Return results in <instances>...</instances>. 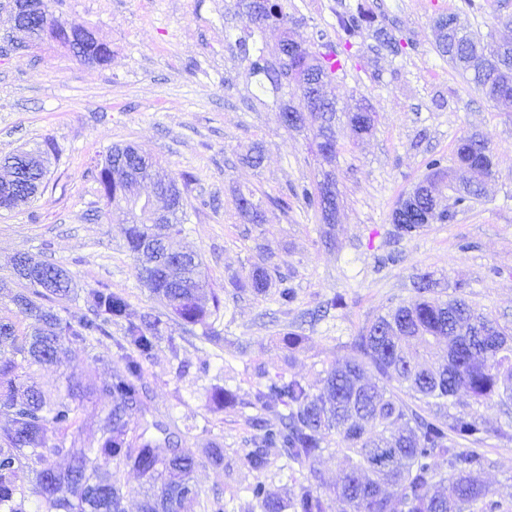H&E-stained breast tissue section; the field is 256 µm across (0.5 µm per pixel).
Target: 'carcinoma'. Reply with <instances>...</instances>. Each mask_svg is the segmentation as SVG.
<instances>
[{"mask_svg":"<svg viewBox=\"0 0 512 512\" xmlns=\"http://www.w3.org/2000/svg\"><path fill=\"white\" fill-rule=\"evenodd\" d=\"M250 24L288 29L290 17L283 0H265L254 11L245 3ZM45 22L35 32L39 44L53 42L88 63L103 64L111 49L96 40L84 26L56 16L45 6ZM345 35L342 52L314 42L304 46L284 35L280 56L271 60L264 48L235 42L249 61L257 88L277 93L290 85L299 93L298 105H286L279 118L288 128L312 127V142L323 162L336 160V101L324 93L325 85L344 69L364 31L375 22L374 13L362 6L337 15ZM435 46L486 98L512 107V42L487 41L459 28L453 34L434 24ZM369 111L364 99H354L346 115L360 135L374 129V121L360 124L359 113ZM487 140L470 135L457 141L455 156L462 178L456 184V204L464 206L483 195L493 175L485 157ZM58 155L47 139L26 162L21 196L0 189V208L13 209L31 203L46 187L51 156ZM426 180L442 181L454 175L443 158H427ZM102 198L110 206H122L129 215L124 238L144 286L173 316L185 325H207L211 312L201 300L209 287L201 259L192 252L179 265H162L148 242H165L181 234L188 220L184 198L171 171L149 153L130 145L114 146L95 165ZM321 179L293 189V196L331 224L338 209L337 181L332 171L319 172ZM153 184L154 197L164 202L163 223H155L150 197L139 201L140 184ZM238 209L252 224L263 223L256 192L239 193ZM455 214L439 208L417 184L410 198L400 197L391 214L398 235L411 234L426 224H449ZM16 275L26 289L16 295L17 314L30 321L29 330L18 334L16 325L0 318V416L8 426L0 432V512H27L20 473L36 475L33 494L44 512H125L123 486L112 479L107 466L133 471L145 480L148 490L141 512H194L200 505L193 479L197 461L181 447V432L157 422L136 424L144 406V360L152 355L168 331L161 316L132 318L128 303L105 286L90 288L83 306H52L71 300L72 277L64 268L28 259ZM435 282L428 273L413 281L410 300L378 316L354 337L351 355L325 371L317 385L282 374L268 375L251 394L250 404L262 409L266 419L255 422V450L248 454L249 468L260 474L269 465V452L308 470L306 482L288 498L271 494L264 481L249 486L261 512H502V504L490 497L481 473L490 465L481 446L491 433L477 407L496 401L512 405V326L502 325L465 298L442 300L434 294ZM245 287L265 295L271 275L257 267L246 277ZM124 321L117 341L121 365L109 369L100 383L67 381L65 391L50 398L31 380L26 367L54 363L67 347L95 336H112V323ZM448 344V355L432 360V350ZM465 390L473 406L448 413V401ZM106 400L98 416L99 447L82 448L78 440L50 438L46 424L68 430L84 400ZM336 434V452L347 467L334 486H327L316 463L327 450V436ZM52 456L68 459L65 470L49 464ZM446 457V468L436 461Z\"/></svg>","mask_w":512,"mask_h":512,"instance_id":"1","label":"carcinoma"}]
</instances>
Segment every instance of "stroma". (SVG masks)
<instances>
[{"label":"stroma","instance_id":"1","mask_svg":"<svg viewBox=\"0 0 512 512\" xmlns=\"http://www.w3.org/2000/svg\"><path fill=\"white\" fill-rule=\"evenodd\" d=\"M370 8L379 25L408 42L398 55L373 53L374 35L326 87L345 105L365 97L374 114L371 135L336 125L335 171L341 191L333 225L294 199L320 159L306 133L278 118L279 97L258 94L248 62L232 50L253 36L277 56L284 35L307 43L323 38L341 47L339 13ZM55 15L73 19L112 50L107 64H89L55 44L18 45L10 0H0V156L29 142L52 140L59 158L38 198L0 211V317L16 318L13 298L24 283L13 260L25 253L69 271L73 305L86 289L104 284L123 295L132 316L163 307L144 288L121 233L125 215L105 209L91 159L113 145L152 154L177 177L189 220L176 245L196 252L220 310L212 316L222 346L208 343L202 326L172 325L143 363L150 415L182 430L183 448L199 462L194 480L202 499L219 495L225 512H260L247 487L255 474L252 420L261 416L249 400L259 369L315 384L343 361L350 342L378 315L413 295L416 275L433 274L438 292L466 282L465 297L512 324V109L487 100L438 56L432 24L458 14L480 35L512 39L497 26L512 17V0H288L289 32L254 29L236 0H52ZM487 137L495 161L485 193L448 224H427L412 236L393 235L391 212L398 197L423 180L429 154L455 168V145L472 133ZM260 147L259 166L244 160ZM257 190L264 221L249 223L237 195ZM286 199L287 207L277 206ZM397 262H388L390 252ZM294 288L296 299L280 306L237 283L256 267ZM343 307H332L336 295ZM304 336L286 348L284 331ZM122 334L70 347L50 365L33 367L43 391H63L66 378L104 379V360L118 357ZM230 389L232 405H215L214 387ZM480 414L492 433L486 450L493 462L483 480L505 512H512V414L488 403ZM220 446L215 464L206 448Z\"/></svg>","mask_w":512,"mask_h":512}]
</instances>
